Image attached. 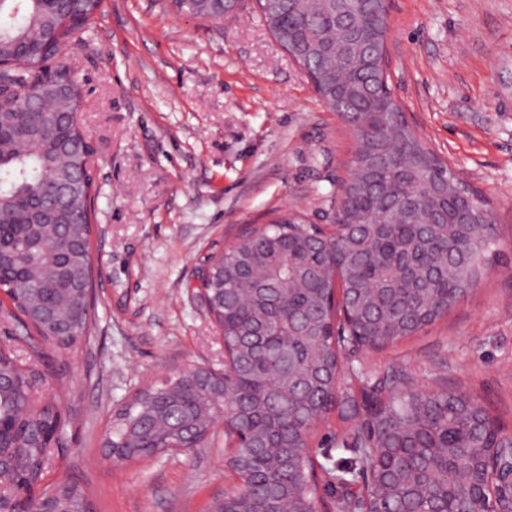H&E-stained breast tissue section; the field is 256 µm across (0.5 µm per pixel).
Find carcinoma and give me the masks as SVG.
Instances as JSON below:
<instances>
[{
  "label": "carcinoma",
  "mask_w": 512,
  "mask_h": 512,
  "mask_svg": "<svg viewBox=\"0 0 512 512\" xmlns=\"http://www.w3.org/2000/svg\"><path fill=\"white\" fill-rule=\"evenodd\" d=\"M103 0H0V290L37 333L70 349L95 319L89 163L73 112L82 89L60 97L33 80L42 60L89 26ZM180 13L224 18L222 0H170ZM276 42L294 55L326 104L356 127V174L340 186L326 231L279 219L213 256L201 279L224 339V394L187 370L139 391L104 434L119 464L166 445L197 448L221 420L240 486L209 512H317L315 425L337 412L357 419L358 461L327 470L334 512H490L489 479L509 445L472 397L411 388L403 367L384 376L346 367L348 348L382 350L448 314L484 275L497 231L483 204L409 127L387 73L346 30L364 27L382 48L379 0H260ZM29 366L0 357V454L17 479L43 478L49 449L31 432L56 429L31 405L47 383L43 354ZM361 480L359 492L350 487ZM65 509L83 489L53 486Z\"/></svg>",
  "instance_id": "carcinoma-1"
}]
</instances>
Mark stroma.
Listing matches in <instances>:
<instances>
[{"mask_svg": "<svg viewBox=\"0 0 512 512\" xmlns=\"http://www.w3.org/2000/svg\"><path fill=\"white\" fill-rule=\"evenodd\" d=\"M389 87L426 147L486 203L496 257L468 298L356 367L406 368L416 386L477 398L512 438V0H390ZM83 87L94 151L96 319L71 350L47 349L64 426L48 483L83 487L95 512H207L236 478L224 425L206 447L113 463L103 433L135 394L185 370L224 369L198 292L211 255L273 214L330 224L355 140L272 38L253 0L208 22L168 0H104L62 56ZM331 415L316 464L353 456Z\"/></svg>", "mask_w": 512, "mask_h": 512, "instance_id": "obj_1", "label": "stroma"}]
</instances>
